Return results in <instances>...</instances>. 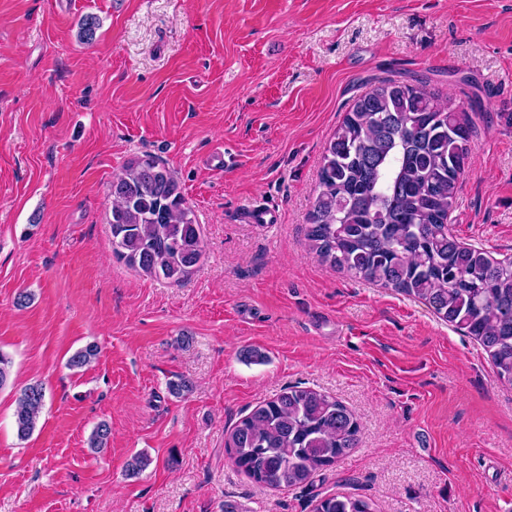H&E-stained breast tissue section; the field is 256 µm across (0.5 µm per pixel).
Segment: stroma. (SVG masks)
<instances>
[{"label":"stroma","mask_w":512,"mask_h":512,"mask_svg":"<svg viewBox=\"0 0 512 512\" xmlns=\"http://www.w3.org/2000/svg\"><path fill=\"white\" fill-rule=\"evenodd\" d=\"M385 77L471 104L449 222L512 255V0H0V512H315L333 495L512 512V384L423 301L305 248L325 143ZM145 156L201 226L179 284L112 253L110 186ZM256 202L280 222L249 223ZM88 344L96 361L70 369ZM34 382L22 441L15 395ZM298 383L354 412L359 444L306 486L256 484L224 437ZM138 453L151 463L128 476ZM44 402L45 389L42 384H29L20 390L14 412L19 437L26 438L35 430Z\"/></svg>","instance_id":"1"}]
</instances>
